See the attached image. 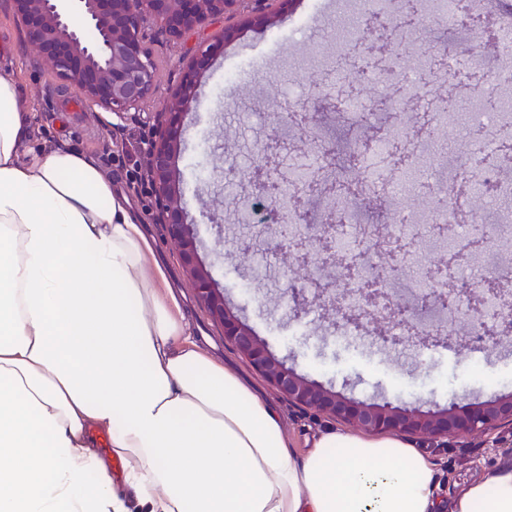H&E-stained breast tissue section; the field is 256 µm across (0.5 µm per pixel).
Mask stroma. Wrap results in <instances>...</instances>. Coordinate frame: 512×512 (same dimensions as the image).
I'll use <instances>...</instances> for the list:
<instances>
[{
    "mask_svg": "<svg viewBox=\"0 0 512 512\" xmlns=\"http://www.w3.org/2000/svg\"><path fill=\"white\" fill-rule=\"evenodd\" d=\"M322 2L321 11L301 30L294 27L293 12L265 29L242 26L237 18L228 22L220 19L211 30L188 34L172 47L160 46L153 96L136 121L124 123L111 136L99 109L87 108L72 91L59 87L48 68L33 66L34 48L26 43L11 14L3 10L0 69H9L16 78L35 116L34 141H64L98 157L106 171L130 190V201L141 214L145 201L133 193V177L135 169L145 163L143 141L154 112L165 107L169 89L182 76L184 60L210 43L212 32L227 25L237 27L234 40L207 71L199 101L189 108L187 149L178 161L194 232L201 241L200 255L211 263L228 302L275 357L318 384L360 401L389 400L428 411L447 405L453 397L477 404L497 394L512 393V339L499 344L475 341L467 309L454 315L459 329L440 340L417 347L385 345L375 341V325L369 318H362L355 329L314 305L307 281L284 276L285 265L275 254L273 242H257L247 254L241 251L251 229L242 220L239 191L226 181V170L251 167L257 148L270 136L299 139V130L286 122L287 112L290 105L309 101L313 87L322 85L337 60L349 54V47L336 38L339 26L358 30L363 39L370 35L365 7H351L344 0ZM421 31L422 38L413 41L415 47L426 42L455 45L457 63L438 86L445 90L468 83L469 93L460 97L458 112L484 105L493 74L490 68L476 64L484 51L481 28L464 24L448 30L425 25ZM229 60L238 66L237 77L230 84L224 80ZM314 118L315 131L330 151L332 174L337 178L347 177L360 166V144L384 126L373 103L362 104L355 118L339 114L329 103ZM417 138L416 160L409 173L411 196H417V204H409V196L394 194L381 203L359 201L349 213L362 222L389 226L399 215H407L417 227L415 250L420 265L429 266L452 241L431 233L438 216L420 196L423 186L445 183L453 177V157L458 148L449 144L444 130L434 137ZM145 231L155 241L159 260L168 265L173 281L184 293L199 341L243 372L262 396L279 407L294 449L303 451L306 438L332 426V419L291 406L225 342L222 330L198 303L175 244L165 239L160 225H146ZM414 445L436 463L441 493L446 496L484 469L512 461V428L448 440L418 438Z\"/></svg>",
    "mask_w": 512,
    "mask_h": 512,
    "instance_id": "obj_1",
    "label": "stroma"
}]
</instances>
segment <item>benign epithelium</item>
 <instances>
[{
  "label": "benign epithelium",
  "mask_w": 512,
  "mask_h": 512,
  "mask_svg": "<svg viewBox=\"0 0 512 512\" xmlns=\"http://www.w3.org/2000/svg\"><path fill=\"white\" fill-rule=\"evenodd\" d=\"M294 3L295 0H4L16 25L36 49L34 64L49 65L56 82L75 92L86 106L112 113L117 118L112 124L114 129L139 115L155 91L159 62L152 43L159 37L175 44L184 34L204 28L226 14L239 15L247 26L268 28ZM404 4V9L394 18L370 15L372 36L356 43L353 69L365 70L376 62L383 81L395 84L404 54L394 51V32L410 24L415 15V0H404ZM232 35L230 29L214 33L206 48L187 59L166 106L153 116L145 139L146 165L142 174L150 194L148 220L162 225L176 244L190 286L212 320L222 328L224 341L241 353L291 405L313 408L366 433L399 432L441 439L462 432L483 434L502 424L512 425L511 393L495 396L477 406L462 405L452 398L448 406L429 411L390 401L379 404L348 398L287 367L227 304L224 290L218 287L211 268L199 256L177 161L184 150L183 117L188 106L198 100L202 79L214 56L230 42ZM325 99L324 95L317 96L313 106L302 107L291 118L298 117L305 126H311L313 113ZM381 139L388 144L390 158L396 165L409 160L405 143L386 133ZM287 156L288 143L274 135L262 145L260 161L251 171L241 175L235 168H228L229 181L244 188V203L270 204L281 199ZM315 192L326 198L330 188L313 178L293 188L292 197L298 200L303 194ZM338 235L339 225L334 218L300 235L282 230L275 250L298 266L315 263L323 268H340L343 284L315 280L311 287L322 297L323 307L346 316L351 324L354 319L347 316L351 309L350 293L359 298L361 306L373 311L380 322H390L397 313L406 312L393 293L384 288V280L402 270L410 239L389 231L387 248L381 250L382 264L372 278L364 279L360 275L359 259L378 245L372 242L343 253L336 247ZM461 260L463 254L453 250L440 263L428 266L425 278L430 288L422 297V306L451 311L464 300L482 338L498 342L507 335L499 326H512V290L500 287L498 273L494 271L485 277V287L462 291L452 276V270ZM490 298L500 304L499 321L491 325L484 321V307Z\"/></svg>",
  "instance_id": "obj_1"
}]
</instances>
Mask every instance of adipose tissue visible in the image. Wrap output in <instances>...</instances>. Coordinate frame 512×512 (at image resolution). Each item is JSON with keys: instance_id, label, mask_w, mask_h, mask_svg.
<instances>
[{"instance_id": "obj_1", "label": "adipose tissue", "mask_w": 512, "mask_h": 512, "mask_svg": "<svg viewBox=\"0 0 512 512\" xmlns=\"http://www.w3.org/2000/svg\"><path fill=\"white\" fill-rule=\"evenodd\" d=\"M32 122L0 73V512H512V464L445 502L396 434L329 428L296 458L202 348L120 184Z\"/></svg>"}]
</instances>
